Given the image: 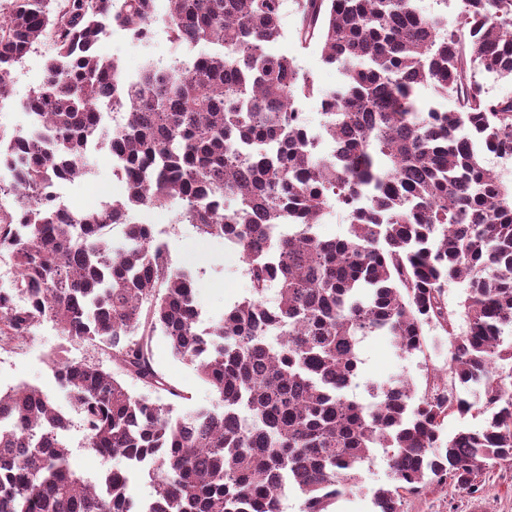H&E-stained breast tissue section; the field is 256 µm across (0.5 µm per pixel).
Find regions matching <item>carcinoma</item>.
<instances>
[{
  "label": "carcinoma",
  "mask_w": 512,
  "mask_h": 512,
  "mask_svg": "<svg viewBox=\"0 0 512 512\" xmlns=\"http://www.w3.org/2000/svg\"><path fill=\"white\" fill-rule=\"evenodd\" d=\"M167 2L173 57L131 80L98 46L113 29L149 41L155 0H11L0 24V92L46 33L55 43L23 102L27 134L0 136V165L33 198L0 214L16 271L0 286V350L49 320L112 357L117 375L61 348L52 370L85 447L124 460L95 482L77 474L53 400L26 385L0 393V512H282L290 488L301 512H331L376 448L392 473L373 492L376 512H402L406 493L471 488L512 461V181L483 159L512 149V98L471 77L477 65L512 78V0H458L466 37L448 27V0L431 15L420 0H296L301 42L339 72L328 89L270 52L281 0ZM314 94L327 155L310 147L299 109ZM448 95L458 106L443 111ZM109 98L127 112L115 133L99 118ZM91 138L130 175L111 211L65 217L40 188L89 173ZM175 203L201 236L234 240L250 280L205 336L196 278L154 261L150 225H129L121 242L103 229ZM331 207L346 211L348 234L320 239L311 229ZM285 222L295 232L269 242ZM451 281L466 286L460 329ZM431 327L448 335L447 377L427 373L420 392L406 379L373 383L372 406L346 395L363 338L390 336L412 355ZM158 332L213 407L177 410L181 394L152 364ZM122 374L170 401L131 394ZM470 385L485 424L446 437L448 415L474 408L457 395ZM136 471L155 485L148 502L133 497Z\"/></svg>",
  "instance_id": "1"
}]
</instances>
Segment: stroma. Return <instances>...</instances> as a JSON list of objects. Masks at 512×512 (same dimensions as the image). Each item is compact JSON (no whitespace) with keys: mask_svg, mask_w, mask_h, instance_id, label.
<instances>
[{"mask_svg":"<svg viewBox=\"0 0 512 512\" xmlns=\"http://www.w3.org/2000/svg\"><path fill=\"white\" fill-rule=\"evenodd\" d=\"M281 24L285 36L273 45V52L294 58L320 87L334 85L338 77L336 68L322 62L316 45L302 44L295 36L299 24L296 8H289ZM100 51L126 68L143 58L159 64L166 63L173 54V45L165 27L159 25L155 27L149 43H138L123 33L115 32L101 42ZM161 240L170 248L176 263L189 261L202 271L196 288L202 327L212 326L222 318L225 310L249 296L250 284L244 273V265L239 257L225 256L223 241L199 237L189 224L169 225ZM62 346L66 347L67 355L73 361L95 362L108 370L113 367L109 355L95 344L66 343L53 323L48 321L35 327L11 351H0V390L5 392L21 385H30L50 395L72 424L68 440L73 468L83 476L94 477L105 469L122 466L123 461L102 457L95 450L84 447L80 416L57 385L48 358L50 352ZM151 351L155 368L183 391V411L212 406L214 396L200 379L195 367L174 357L162 335L153 337ZM359 356V378L348 394L364 403L368 400V383H386L405 378L420 389L424 386L427 372H446L448 338L441 329H431L425 350L406 356L398 350L391 337L368 336L359 345ZM478 482L480 489L476 492L451 484L431 486L418 494L407 496L404 512H472L477 503L482 506L481 512H512V467L485 469L479 475ZM390 483L388 458L382 450H375L363 467L360 488L337 501L333 512H375L373 490L389 486Z\"/></svg>","mask_w":512,"mask_h":512,"instance_id":"1","label":"stroma"}]
</instances>
